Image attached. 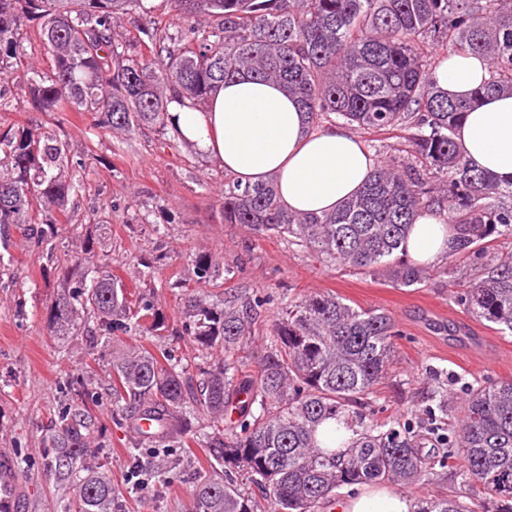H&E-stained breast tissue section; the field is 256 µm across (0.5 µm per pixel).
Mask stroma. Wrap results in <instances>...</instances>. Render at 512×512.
Masks as SVG:
<instances>
[{
    "instance_id": "1",
    "label": "stroma",
    "mask_w": 512,
    "mask_h": 512,
    "mask_svg": "<svg viewBox=\"0 0 512 512\" xmlns=\"http://www.w3.org/2000/svg\"><path fill=\"white\" fill-rule=\"evenodd\" d=\"M154 11L132 9L114 25L122 44L155 22H172L168 0H152ZM22 53L7 78L25 83L29 69L45 64L40 53V22L27 18ZM40 123L67 139L75 151L92 146L85 174L66 169L81 188L72 196L70 221L61 225L51 248L11 228L0 254V460L10 461L16 480L13 512H61L73 498V478L58 465L67 445L61 417L80 425L85 457L102 464L123 512H184L194 477L216 466L210 417L201 415L190 433L171 438L168 447L138 444L112 412V358L137 346L151 353L173 351L182 364L196 366L202 354L184 336V295L200 291L192 260L210 254L233 275L224 290L239 301L262 299L257 331L243 355L247 373H256L266 352L267 328L289 297L329 292L346 303L391 315L398 334L386 379L377 387L372 411L378 420L424 416L431 407V377L448 385V425L457 428L465 390L474 379L512 378V335L459 306L455 294L487 272L492 257L512 251V238L492 241L476 263L453 262L454 275H436L411 288L388 279L326 267L309 251L241 224L224 223L220 210L229 175L216 162L180 144L169 148L161 131L144 128L122 137L93 126L85 112L38 111L25 95L0 109V130ZM107 265L130 291L147 294L163 320L156 335L138 330L91 342V323H77L66 337L49 329L50 307L67 292L61 270L82 245ZM140 472L141 483L131 475ZM460 490L471 507L486 498L480 484L460 485L453 471L437 468L424 486L397 485L418 500Z\"/></svg>"
}]
</instances>
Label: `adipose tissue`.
<instances>
[{
  "label": "adipose tissue",
  "mask_w": 512,
  "mask_h": 512,
  "mask_svg": "<svg viewBox=\"0 0 512 512\" xmlns=\"http://www.w3.org/2000/svg\"><path fill=\"white\" fill-rule=\"evenodd\" d=\"M478 57L449 55L434 79L450 98L472 99L487 78ZM168 117L181 143L214 160L241 184L274 179L283 206L292 212L322 214L356 195L379 160L342 126L311 127L294 97L276 84L242 74L212 95L204 110L172 99ZM469 165L512 182V95L475 101L455 132ZM452 246L444 219L424 215L410 229L403 248L427 266L440 264ZM410 497L386 485L344 498L335 512H413Z\"/></svg>",
  "instance_id": "obj_1"
}]
</instances>
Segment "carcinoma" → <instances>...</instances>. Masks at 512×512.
Segmentation results:
<instances>
[{"label":"carcinoma","instance_id":"obj_1","mask_svg":"<svg viewBox=\"0 0 512 512\" xmlns=\"http://www.w3.org/2000/svg\"><path fill=\"white\" fill-rule=\"evenodd\" d=\"M169 33L156 23L140 30L150 55L125 56L113 34L118 15L148 0H0V76L20 47L23 19L42 21L47 68H30L20 91L45 112H92L110 131L145 126L169 133L173 96L200 109L217 88L241 73L281 84L311 122L332 118L366 133L398 132L413 160L383 162L363 190L338 210L308 215L286 210L273 183H224L223 218L305 248L331 268L386 277L415 287L433 268L412 263L402 243L423 213L444 215L456 231L451 254L478 260L484 245L512 237V184L470 168L454 133L479 99L512 93V0H170ZM473 54L488 62V79L469 100L448 98L433 80L435 50ZM86 170L83 155L40 127L0 133V228L29 225L41 243L56 239L79 183L61 168ZM86 251L63 271L68 295L51 306L63 336L83 316L98 335L132 327L151 333L161 321L150 300L131 299L110 271L89 276ZM219 262L194 258L197 281L210 283ZM475 317L512 335V252L495 274L456 296ZM186 335L215 355L194 381L176 357L127 352L112 360V408L136 434L166 448L173 432L199 415L224 421L216 438L224 474L191 485L188 512H254L236 476L261 486L273 512H320L328 495L355 485L430 481L436 460L416 448L410 423L359 419L350 441L336 444V419L367 404L386 377L395 324L330 293L288 301L268 328L269 347L257 374H244L239 353L254 334L252 310L208 295L185 298ZM430 430L440 431L448 390L434 389ZM146 416L149 430L136 426ZM445 458L460 484L479 483L483 512H512V379L473 384L458 434L444 438ZM346 448L344 455L336 447ZM84 439L70 433L59 465L80 474L75 501L62 512H117L112 483L86 464ZM417 512H474L458 495L424 498Z\"/></svg>","mask_w":512,"mask_h":512}]
</instances>
